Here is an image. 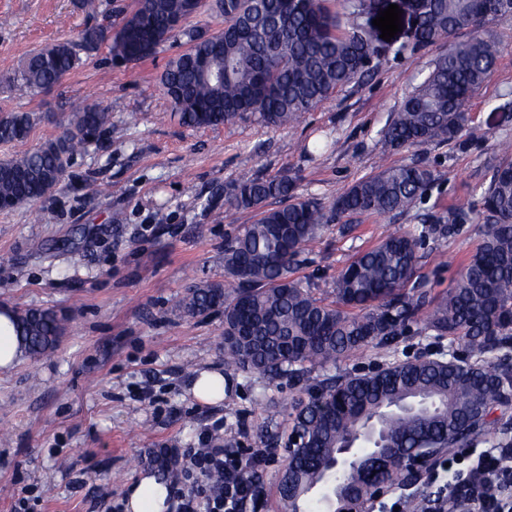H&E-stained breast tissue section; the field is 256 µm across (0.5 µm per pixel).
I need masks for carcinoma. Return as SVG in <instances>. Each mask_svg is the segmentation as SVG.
<instances>
[{"label":"carcinoma","mask_w":512,"mask_h":512,"mask_svg":"<svg viewBox=\"0 0 512 512\" xmlns=\"http://www.w3.org/2000/svg\"><path fill=\"white\" fill-rule=\"evenodd\" d=\"M187 0H136L133 12L81 30L78 41L32 53L19 72L33 94L52 91L79 65V51L106 45L128 63L152 56L181 32L186 51L161 75L174 115L192 128L252 118L267 127L299 121L342 87L370 71L375 49L361 20L369 0H215L224 27L209 33L184 23ZM487 0H422L416 44H448L427 77L402 102L383 130L385 146L401 149L459 137L468 124L463 106L496 66L498 49L480 30L456 39L477 22ZM31 112L0 109V143L24 140ZM71 128L41 147L0 160V199L17 208L43 198L63 182L78 152L98 143L112 126L98 102L74 113ZM434 173L411 163L385 168L341 193L329 210L292 195L284 175L243 173L224 190V206L256 213L224 244L227 284L199 282L176 308L192 317L224 309V365L246 373L286 375L298 381L315 366H334L360 350L387 348L409 333L446 339L464 355L396 360L363 375L320 384V404L289 401L293 426L307 438L287 448L278 485L279 512H323L311 492L324 477L337 479L346 500L371 501L379 488L419 478L408 457L436 446L440 456L471 448L494 433L495 447L512 448V429L495 412L512 406V163L498 165L482 192L481 207L426 213L415 228L391 234L359 253L333 282L326 303L293 278L298 258L331 218L385 214L416 205ZM280 200L277 206L271 199ZM484 226L482 242L448 292L424 290L418 271L425 246L464 224ZM25 354L53 352L65 332L54 310L14 312ZM359 452L344 462L338 448Z\"/></svg>","instance_id":"1"}]
</instances>
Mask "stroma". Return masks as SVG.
Wrapping results in <instances>:
<instances>
[{
    "label": "stroma",
    "mask_w": 512,
    "mask_h": 512,
    "mask_svg": "<svg viewBox=\"0 0 512 512\" xmlns=\"http://www.w3.org/2000/svg\"><path fill=\"white\" fill-rule=\"evenodd\" d=\"M0 0V109L30 112L20 142L0 144V160L61 135L73 113L94 99L112 113L97 146L74 156L60 188L35 205L0 210V308H51L66 318L58 348L22 357L0 372V512H126L130 486L155 472L158 449L198 445L222 421L216 443L246 457L273 449L260 465L255 512H277L282 449L291 422L283 404L332 375L368 373L396 359L437 356L448 345L411 334L391 348L368 347L344 362L312 369L304 382L226 372L224 316L190 317L175 300L198 282H226L224 243L250 211L224 206L240 173L289 176L293 194L331 204L353 183L384 167L423 163L436 180L411 210L353 215L330 222L301 255L294 277L332 301L337 273L359 252L423 214L481 205L492 170L512 158V14L482 34L498 48L495 70L465 110L476 137L388 150L381 132L405 96L428 75L444 44L417 46L407 0L402 30L383 40L368 76L338 90L295 125L240 121L194 129L174 117L160 86L184 40L166 43L139 64L116 65L108 48L83 55L55 90L21 87L22 62L43 47L76 39L86 26L131 12L135 0ZM164 212L165 223L155 221ZM483 237L478 224L429 242L420 273L432 294L447 292ZM204 370L224 374V398L207 405L191 392Z\"/></svg>",
    "instance_id": "1"
}]
</instances>
